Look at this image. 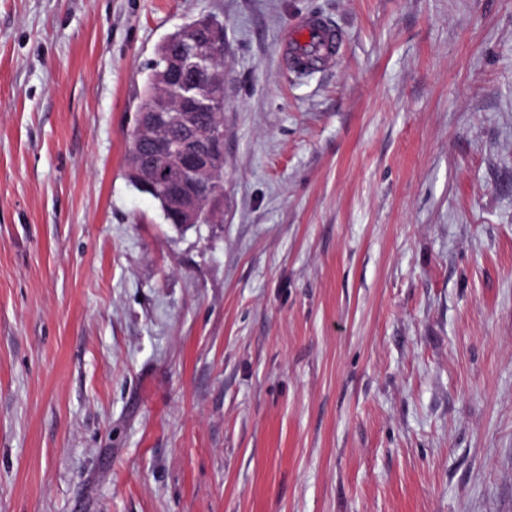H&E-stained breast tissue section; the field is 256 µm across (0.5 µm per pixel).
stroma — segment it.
<instances>
[{
	"label": "stroma",
	"instance_id": "35a3bbf8",
	"mask_svg": "<svg viewBox=\"0 0 512 512\" xmlns=\"http://www.w3.org/2000/svg\"><path fill=\"white\" fill-rule=\"evenodd\" d=\"M201 17L179 229L128 134ZM0 512H512V0H0ZM224 45V26L213 20L186 22L176 42L168 46L163 59L156 53L150 64L140 111L151 106L152 75L159 89L149 111L138 112L134 127L137 145L147 144L172 158L176 178L165 193L164 214L182 226L205 224L210 220L212 198L199 188L209 184L224 170V126L219 118L208 120V113L224 110V69L216 58ZM204 75L186 79L188 70ZM158 70V71H157ZM199 114V119L197 113ZM179 130L173 141L169 135ZM153 171L161 174L172 168L167 157L149 153ZM219 199L224 195L222 173L218 181L206 189Z\"/></svg>",
	"mask_w": 512,
	"mask_h": 512
}]
</instances>
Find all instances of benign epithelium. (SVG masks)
<instances>
[{"mask_svg":"<svg viewBox=\"0 0 512 512\" xmlns=\"http://www.w3.org/2000/svg\"><path fill=\"white\" fill-rule=\"evenodd\" d=\"M223 45L224 26L213 19L181 25L155 76L160 92L150 110L137 113L134 124L137 144L172 158L177 176L165 193L164 214L183 226L210 220L212 198L200 187L224 170L223 123L218 118L202 123L197 116L224 110V69L216 63ZM173 130L181 133L176 141L170 137ZM127 168L136 180L153 186L140 150H133Z\"/></svg>","mask_w":512,"mask_h":512,"instance_id":"benign-epithelium-1","label":"benign epithelium"}]
</instances>
